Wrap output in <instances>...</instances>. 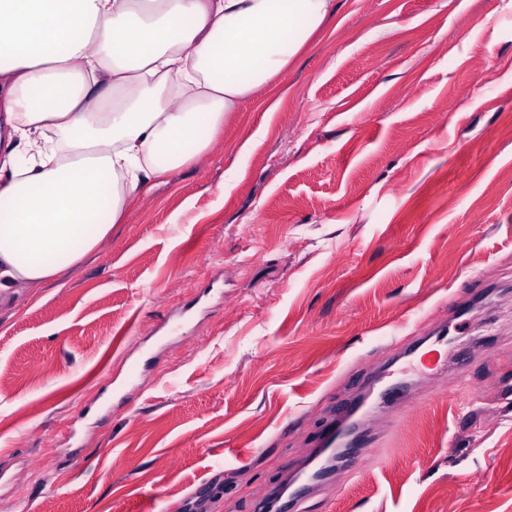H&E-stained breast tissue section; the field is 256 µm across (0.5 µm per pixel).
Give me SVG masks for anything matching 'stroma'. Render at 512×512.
Wrapping results in <instances>:
<instances>
[{
	"label": "stroma",
	"instance_id": "1",
	"mask_svg": "<svg viewBox=\"0 0 512 512\" xmlns=\"http://www.w3.org/2000/svg\"><path fill=\"white\" fill-rule=\"evenodd\" d=\"M340 2L65 287L0 298V512H254L420 336L299 512H512V0Z\"/></svg>",
	"mask_w": 512,
	"mask_h": 512
}]
</instances>
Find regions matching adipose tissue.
<instances>
[{
	"label": "adipose tissue",
	"instance_id": "1",
	"mask_svg": "<svg viewBox=\"0 0 512 512\" xmlns=\"http://www.w3.org/2000/svg\"><path fill=\"white\" fill-rule=\"evenodd\" d=\"M335 0H0V295L56 281L224 134Z\"/></svg>",
	"mask_w": 512,
	"mask_h": 512
}]
</instances>
